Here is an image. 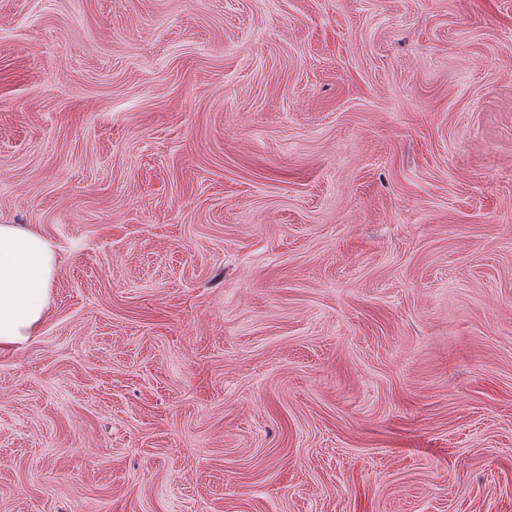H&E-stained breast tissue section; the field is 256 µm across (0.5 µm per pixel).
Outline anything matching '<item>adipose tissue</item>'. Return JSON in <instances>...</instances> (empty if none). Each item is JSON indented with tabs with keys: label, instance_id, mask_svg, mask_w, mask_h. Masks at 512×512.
<instances>
[{
	"label": "adipose tissue",
	"instance_id": "1",
	"mask_svg": "<svg viewBox=\"0 0 512 512\" xmlns=\"http://www.w3.org/2000/svg\"><path fill=\"white\" fill-rule=\"evenodd\" d=\"M56 253L41 235L0 224V347L24 344L44 320Z\"/></svg>",
	"mask_w": 512,
	"mask_h": 512
}]
</instances>
